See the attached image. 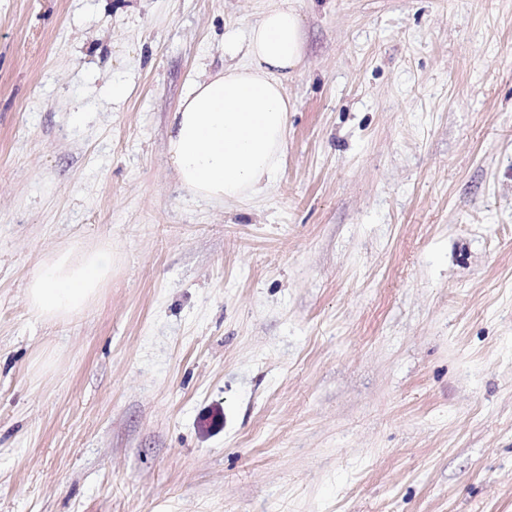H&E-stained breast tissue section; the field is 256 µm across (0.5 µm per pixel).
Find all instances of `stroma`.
I'll return each mask as SVG.
<instances>
[{"label": "stroma", "instance_id": "1", "mask_svg": "<svg viewBox=\"0 0 512 512\" xmlns=\"http://www.w3.org/2000/svg\"><path fill=\"white\" fill-rule=\"evenodd\" d=\"M279 3L0 0V512H512V0H297L279 166L198 199L170 114ZM112 246L80 252L58 251L49 256L30 280L26 298L40 319L65 320L88 308L112 276Z\"/></svg>", "mask_w": 512, "mask_h": 512}]
</instances>
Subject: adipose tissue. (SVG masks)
Returning a JSON list of instances; mask_svg holds the SVG:
<instances>
[{
	"mask_svg": "<svg viewBox=\"0 0 512 512\" xmlns=\"http://www.w3.org/2000/svg\"><path fill=\"white\" fill-rule=\"evenodd\" d=\"M246 64L194 81L170 119L168 154L182 186L199 199L227 202L259 194L286 149V81L303 58L294 0L248 27ZM112 247L49 256L26 298L41 319L65 320L88 308L112 275Z\"/></svg>",
	"mask_w": 512,
	"mask_h": 512,
	"instance_id": "ef3b65f1",
	"label": "adipose tissue"
}]
</instances>
